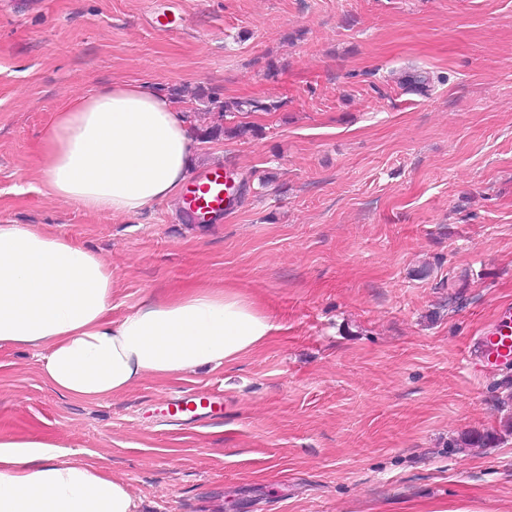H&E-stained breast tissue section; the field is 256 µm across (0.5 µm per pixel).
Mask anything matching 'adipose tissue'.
Segmentation results:
<instances>
[{
    "label": "adipose tissue",
    "instance_id": "1",
    "mask_svg": "<svg viewBox=\"0 0 512 512\" xmlns=\"http://www.w3.org/2000/svg\"><path fill=\"white\" fill-rule=\"evenodd\" d=\"M199 142L188 114L146 84L72 93L39 146L48 193L90 213L134 217L175 197ZM117 281L100 255L39 224L0 221V347L39 352L42 376L75 401L122 394L150 376L221 368L264 346L274 329L235 282L148 296L112 320ZM130 485L58 442L0 436V512H137Z\"/></svg>",
    "mask_w": 512,
    "mask_h": 512
}]
</instances>
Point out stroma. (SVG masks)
I'll return each mask as SVG.
<instances>
[{
    "instance_id": "obj_1",
    "label": "stroma",
    "mask_w": 512,
    "mask_h": 512,
    "mask_svg": "<svg viewBox=\"0 0 512 512\" xmlns=\"http://www.w3.org/2000/svg\"><path fill=\"white\" fill-rule=\"evenodd\" d=\"M179 3L165 33L153 0H0V219L101 255L113 318L227 279L275 331L233 365L92 404L0 348V435L81 452L140 512H512V368L467 357L512 306V0ZM414 69L427 94L400 88ZM133 81L180 89L197 170L244 184L231 210L120 218L46 193L36 151L62 99ZM201 91L279 108L224 118ZM242 122L256 134H210ZM197 393L223 414L166 415Z\"/></svg>"
}]
</instances>
